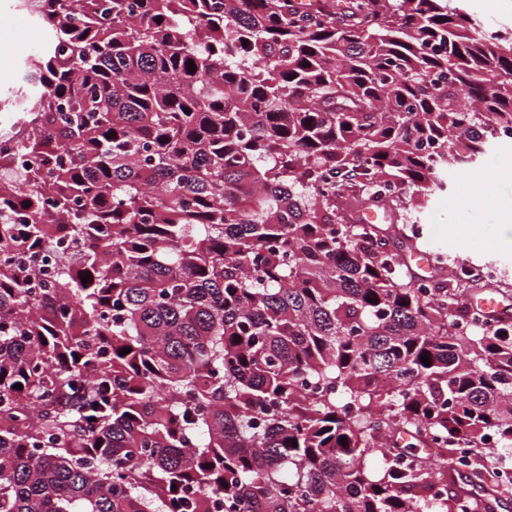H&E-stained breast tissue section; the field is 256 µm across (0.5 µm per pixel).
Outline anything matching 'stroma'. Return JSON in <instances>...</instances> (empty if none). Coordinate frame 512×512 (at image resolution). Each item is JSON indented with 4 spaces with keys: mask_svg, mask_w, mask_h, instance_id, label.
Returning a JSON list of instances; mask_svg holds the SVG:
<instances>
[{
    "mask_svg": "<svg viewBox=\"0 0 512 512\" xmlns=\"http://www.w3.org/2000/svg\"><path fill=\"white\" fill-rule=\"evenodd\" d=\"M482 26L512 36V9L498 0H448ZM44 23L34 20L19 0H0V95L23 83L24 65L45 36ZM407 215L420 229L419 237L396 235L395 252L416 248L442 261L446 269L464 265L474 272L493 268L505 287L497 297L512 305V244L498 242L501 224L512 221V141L498 143L477 164L448 172L446 191L409 205Z\"/></svg>",
    "mask_w": 512,
    "mask_h": 512,
    "instance_id": "1",
    "label": "stroma"
}]
</instances>
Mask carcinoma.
Returning a JSON list of instances; mask_svg holds the SVG:
<instances>
[{"instance_id":"1","label":"carcinoma","mask_w":512,"mask_h":512,"mask_svg":"<svg viewBox=\"0 0 512 512\" xmlns=\"http://www.w3.org/2000/svg\"><path fill=\"white\" fill-rule=\"evenodd\" d=\"M20 5L50 41L34 174L0 149V512L487 509L512 320L336 197L398 216L485 153L512 39L448 0ZM474 458L485 500L448 495Z\"/></svg>"}]
</instances>
